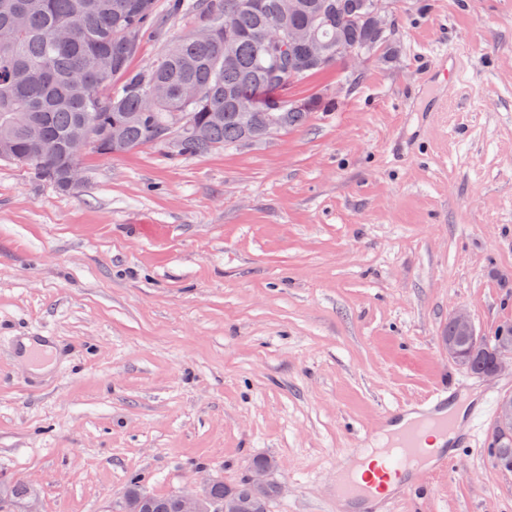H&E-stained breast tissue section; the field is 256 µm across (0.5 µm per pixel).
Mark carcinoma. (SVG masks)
<instances>
[{
    "mask_svg": "<svg viewBox=\"0 0 512 512\" xmlns=\"http://www.w3.org/2000/svg\"><path fill=\"white\" fill-rule=\"evenodd\" d=\"M287 0H169L172 14L196 16V31L173 43L150 65L130 62L151 25L156 0H0V160L21 159L62 191L72 162L71 143L87 126L97 129V152L112 151V123L121 124L124 149L155 141L172 112H186L204 130L182 139L178 154L204 155L221 146L265 138L266 115L251 106L256 95L277 96L281 62L266 51L264 36ZM288 22L313 28L329 47L303 60L301 82L342 66L336 48L364 49L387 61L392 33L374 29L369 0H296ZM236 32L224 46V27ZM207 29L201 37L197 31ZM307 110L284 105L278 128L304 126L312 112L335 105L309 98ZM175 496L150 495L154 512H175Z\"/></svg>",
    "mask_w": 512,
    "mask_h": 512,
    "instance_id": "obj_1",
    "label": "carcinoma"
}]
</instances>
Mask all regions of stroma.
<instances>
[{
	"label": "stroma",
	"mask_w": 512,
	"mask_h": 512,
	"mask_svg": "<svg viewBox=\"0 0 512 512\" xmlns=\"http://www.w3.org/2000/svg\"><path fill=\"white\" fill-rule=\"evenodd\" d=\"M394 12L395 59L301 85L335 101L303 128L89 153L69 191L0 160V489L121 512L131 475L175 494L267 457L269 512H346L338 469L443 380L490 440L512 375L457 366L443 332L460 308L479 335L512 326V0ZM195 26L157 0L132 67ZM445 57L453 89L427 76ZM396 512H512V471L461 447Z\"/></svg>",
	"instance_id": "1"
}]
</instances>
